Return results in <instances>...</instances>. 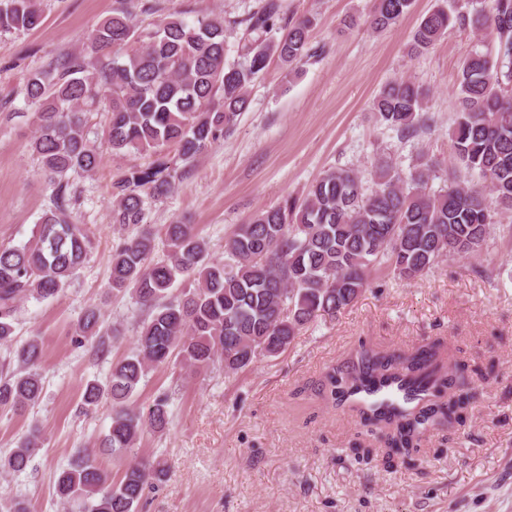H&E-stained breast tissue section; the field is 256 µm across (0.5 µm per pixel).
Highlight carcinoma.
I'll use <instances>...</instances> for the list:
<instances>
[{
  "mask_svg": "<svg viewBox=\"0 0 512 512\" xmlns=\"http://www.w3.org/2000/svg\"><path fill=\"white\" fill-rule=\"evenodd\" d=\"M413 2L376 0L370 27L395 25ZM475 2L462 11L444 0L413 35L416 54L454 28L488 33L496 44L495 59L476 52L461 64L451 132L456 176L447 189L428 187L434 163L424 157L407 174L377 163L370 189L354 170L330 168L304 198H287L238 225L224 241L222 261L209 259L205 241L180 221L165 226L160 259L152 258L156 244L148 229L115 247L109 288L130 294L146 317L135 352L112 365L105 381H87L82 404L88 411L104 400L112 403L102 446L129 462L115 482L94 451H76L56 477L62 503H75L80 512H137L146 489L165 476L164 460L134 455L145 430L162 434L170 422L167 395L146 408L133 401L154 367L176 356L196 369L221 362L224 373H235L260 355L278 356L316 319H335L358 300L376 265L412 279L444 259L483 251L497 216L512 213V0ZM41 21L37 0H0V32L32 30ZM313 21L286 17L282 0H262L233 21L244 34L230 61L222 15H176L149 29L120 11L101 22L81 53L28 74L24 102L37 120L30 148L53 186V210L40 219L30 243L0 248V346L13 341L20 303L57 296L88 257L84 225L70 220L76 194L71 175L95 173L105 150L152 158L112 183V224L126 230L147 223L148 201L175 188L177 162H194L234 129L248 109L249 87L271 58L290 67L314 54L308 42ZM426 97L410 80L392 81L373 110L400 136H414L428 121ZM94 112L111 113L98 144L89 138ZM172 147L176 162L168 158ZM180 277L194 287L174 292ZM100 318L90 307L76 328L77 341L90 344L97 356L106 348ZM41 356L35 337L12 352L15 368L0 377V408L38 401ZM467 369L459 362L448 370L440 342L398 354L362 348L327 373L326 390L362 423L384 430V451L355 445L352 452L366 460L380 455L396 467L420 451L417 442L425 434L446 420L462 421L473 398ZM365 378L401 381L421 398L406 408L357 406L351 394ZM38 444L36 435L19 439L0 457V470L23 472Z\"/></svg>",
  "mask_w": 512,
  "mask_h": 512,
  "instance_id": "cac0c4a2",
  "label": "carcinoma"
}]
</instances>
